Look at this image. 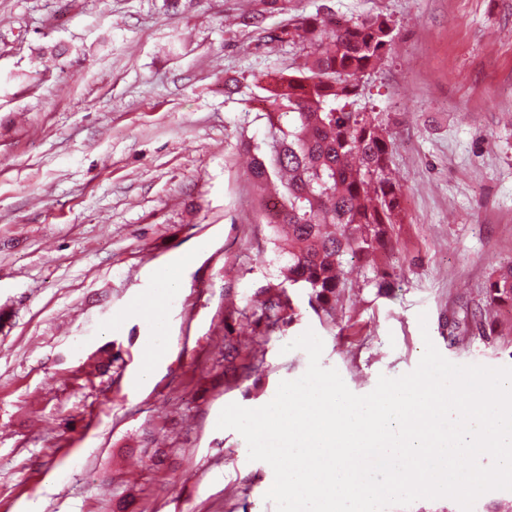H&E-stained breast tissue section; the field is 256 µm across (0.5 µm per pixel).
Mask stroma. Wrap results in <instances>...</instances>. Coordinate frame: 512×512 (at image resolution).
Instances as JSON below:
<instances>
[{"label":"stroma","instance_id":"1","mask_svg":"<svg viewBox=\"0 0 512 512\" xmlns=\"http://www.w3.org/2000/svg\"><path fill=\"white\" fill-rule=\"evenodd\" d=\"M285 5L255 27L262 0H0V512H276L270 465L216 423L306 372L289 344L309 329L358 395L413 371L428 339L456 364L512 365V308L484 297L512 263V0ZM319 11L394 23L361 83L395 142L399 222L391 250L348 265L335 322L296 291L298 321L237 378L224 321L251 345L236 310L278 274L249 96L311 59L267 33ZM182 254L168 352L133 385L151 324L129 305Z\"/></svg>","mask_w":512,"mask_h":512}]
</instances>
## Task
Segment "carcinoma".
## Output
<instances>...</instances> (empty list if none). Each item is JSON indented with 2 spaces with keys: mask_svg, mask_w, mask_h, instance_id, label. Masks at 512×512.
Masks as SVG:
<instances>
[{
  "mask_svg": "<svg viewBox=\"0 0 512 512\" xmlns=\"http://www.w3.org/2000/svg\"><path fill=\"white\" fill-rule=\"evenodd\" d=\"M279 43H301L312 62L289 73L278 72L257 84L262 94L256 119L265 127L261 140L246 141L253 152L252 176L277 186V205L265 223L288 225V237L276 246L282 281L259 289L260 308L241 312L253 325L255 344L295 320L287 288L307 292L318 318H329L345 288L344 268L387 249L397 223L401 190L387 176L394 144L361 106L360 79L375 69L393 43L391 20L377 14L354 20L316 13L269 34ZM488 306H512V264L486 285ZM228 369L245 377L263 361L243 351L232 318L224 324Z\"/></svg>",
  "mask_w": 512,
  "mask_h": 512,
  "instance_id": "carcinoma-1",
  "label": "carcinoma"
}]
</instances>
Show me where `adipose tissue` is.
Wrapping results in <instances>:
<instances>
[{
  "instance_id": "obj_1",
  "label": "adipose tissue",
  "mask_w": 512,
  "mask_h": 512,
  "mask_svg": "<svg viewBox=\"0 0 512 512\" xmlns=\"http://www.w3.org/2000/svg\"><path fill=\"white\" fill-rule=\"evenodd\" d=\"M187 263V257L176 256L155 272L156 288L152 297L145 303L153 315L154 326L147 338L149 355L141 367L139 381L146 382L152 378L161 357L167 351L165 328L169 302L181 286V274Z\"/></svg>"
}]
</instances>
